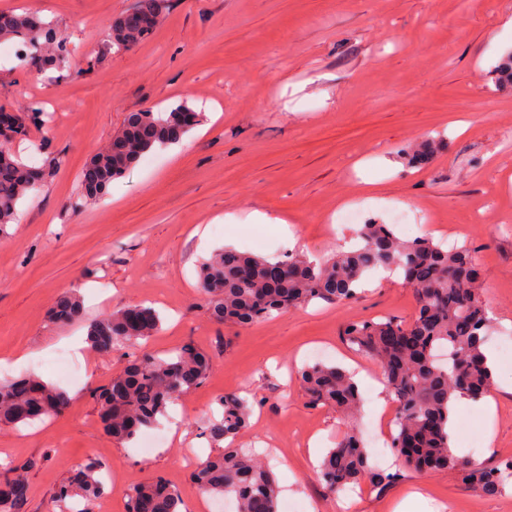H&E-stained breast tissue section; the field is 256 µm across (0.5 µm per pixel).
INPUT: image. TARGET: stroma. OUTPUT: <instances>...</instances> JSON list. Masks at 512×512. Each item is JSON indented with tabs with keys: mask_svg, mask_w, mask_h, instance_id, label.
I'll use <instances>...</instances> for the list:
<instances>
[{
	"mask_svg": "<svg viewBox=\"0 0 512 512\" xmlns=\"http://www.w3.org/2000/svg\"><path fill=\"white\" fill-rule=\"evenodd\" d=\"M135 0H0L57 23L71 70L50 77L0 58V105L51 113L18 146L36 159L45 144L59 160L19 223L0 233V366L35 373L64 389L70 405L31 426L0 425V478L24 470V512H57L55 493L87 458L115 470L118 482L73 512H127L131 486L160 476L187 512H211L190 480V460L216 448L203 427L224 393L252 404L240 437L263 448L280 487L278 512H394L410 491L419 512H512V482L486 497L457 472H415L384 465L394 481L362 484L347 501L327 495L313 454L348 430L328 407L308 406L297 372L322 359L380 377L352 350L346 323L391 317L411 322L412 288L397 276H372L357 299L313 303L242 328L213 322L198 288L200 262L231 246L280 260L300 250L332 255V215L364 206L389 223V209H410L424 236L470 249L495 325L512 329V84L495 68L512 53V0H167L156 32L133 50L106 53L112 20ZM180 103L205 118L180 144L148 155L115 181L103 200L75 207L79 174L128 113ZM442 148L423 168L403 155L427 138ZM271 216L258 223L257 214ZM74 289L83 321L58 326L49 311ZM144 303L160 314L147 351L163 355L193 342L212 360L207 379L174 408L178 421L151 453L118 443L103 429L93 393L121 372L125 349H82L73 374L59 371L60 349L84 335L87 321ZM486 400L455 406L459 456L488 465L512 459V365L498 357ZM24 363H17L18 355ZM358 427L367 450L388 443L383 428L395 401L377 407L360 389Z\"/></svg>",
	"mask_w": 512,
	"mask_h": 512,
	"instance_id": "stroma-1",
	"label": "stroma"
}]
</instances>
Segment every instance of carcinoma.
Instances as JSON below:
<instances>
[{
  "instance_id": "1",
  "label": "carcinoma",
  "mask_w": 512,
  "mask_h": 512,
  "mask_svg": "<svg viewBox=\"0 0 512 512\" xmlns=\"http://www.w3.org/2000/svg\"><path fill=\"white\" fill-rule=\"evenodd\" d=\"M164 9V0H136L130 13L112 22L106 47L114 52L136 48L162 24ZM3 44L21 49L19 65L23 67L32 62L41 71L58 74L70 68L67 41L36 12L0 11ZM203 117L204 113L183 103L163 111L128 113L122 130L82 170L77 205L97 204L113 181L154 150L179 143ZM47 121L46 113L33 108L14 114L13 124L0 127V230L16 223L20 206L54 174L53 159L34 166L13 148L14 142L29 138L30 125ZM357 237L354 250L321 261L299 253L288 255L278 261L281 271L274 279L269 276L273 262L262 256L230 248L213 253L201 263L198 276L210 319L248 327L313 301H351L373 271L400 273L414 289L418 304V315L411 323L372 318L343 328L347 343L381 368L397 403L391 447L408 469L454 470L475 492L498 493L512 480V461L485 466L463 461L452 452L451 422L457 400L479 399L493 386L484 351L491 320L471 251L464 246L448 250L429 237L402 240L392 225L374 221L361 225ZM83 311L80 297L71 291L59 296L50 318L54 321L60 315L59 325H68L81 319ZM159 326L160 317L152 307L127 306L90 322L88 342L98 354L136 348ZM211 367L210 356L191 343L169 355L132 353L123 372L97 392L104 431L120 442L136 439L202 383ZM299 381L313 407L335 406L347 414L359 407L353 376L336 365H308L299 373ZM68 403L60 388L38 376L0 381V424L30 425L61 414ZM219 406L220 414L207 423L206 435L227 447L193 470V483L206 493L233 497L236 512H276L274 475L252 449L235 445L248 425L247 401L228 393L219 399ZM99 473L100 464L93 460L76 465L56 492L59 512H66L76 497L99 498L104 493ZM319 476L326 491L334 494L366 478L376 488L395 479L393 474L370 471L367 450L353 427L324 457ZM24 482V473L16 471L0 483V512H19L25 499L14 494L13 486ZM128 500L129 512H141L144 506L149 512H180L178 495L161 477L133 487Z\"/></svg>"
}]
</instances>
